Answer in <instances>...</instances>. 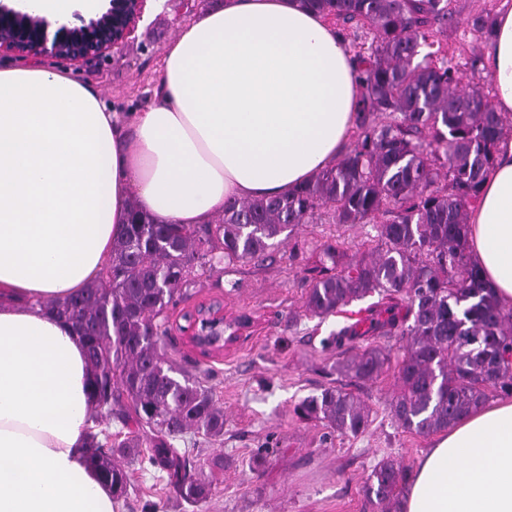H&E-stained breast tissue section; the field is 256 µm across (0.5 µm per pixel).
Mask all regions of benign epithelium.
<instances>
[{
	"label": "benign epithelium",
	"instance_id": "1",
	"mask_svg": "<svg viewBox=\"0 0 512 512\" xmlns=\"http://www.w3.org/2000/svg\"><path fill=\"white\" fill-rule=\"evenodd\" d=\"M147 0H109L100 15L50 22L33 10L0 2V54L40 59L52 57L71 64L99 59L118 48L133 33ZM224 309H194L184 318V335L198 336V328L224 325Z\"/></svg>",
	"mask_w": 512,
	"mask_h": 512
}]
</instances>
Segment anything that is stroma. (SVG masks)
Masks as SVG:
<instances>
[{
  "instance_id": "35a3bbf8",
  "label": "stroma",
  "mask_w": 512,
  "mask_h": 512,
  "mask_svg": "<svg viewBox=\"0 0 512 512\" xmlns=\"http://www.w3.org/2000/svg\"><path fill=\"white\" fill-rule=\"evenodd\" d=\"M224 0H148L142 21L120 49L99 62L83 65L44 58L42 66L68 70L78 81L98 90L113 111L126 115L144 109L159 86L163 50L179 30ZM458 27L442 39L461 84H480L493 95L491 77L479 64L484 41L467 26V18L498 16L512 9V0H451ZM335 241L347 252H364L378 244L369 224H305L272 248L265 261H246L224 271L199 275L192 295L171 313L172 320L196 304L222 300L224 313L249 315L252 326L240 341L219 357L200 360L181 333L166 337L162 351L175 367L209 369L207 384L224 411V440L202 443L192 455L193 472L212 483L207 503L192 507L176 498L160 473L146 464L129 467L131 490L117 512H372L365 482L374 466L394 458L416 467L431 448L433 436L397 426L388 403L396 393L395 368L376 380L361 382L336 373L338 360L354 347L399 348L397 338L344 337L371 299L352 302L324 320L306 316L307 267L313 248ZM341 385L367 397L371 424L359 436H343L319 421H302L293 413L299 400L326 385ZM223 456V470L211 461Z\"/></svg>"
}]
</instances>
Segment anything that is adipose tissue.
I'll use <instances>...</instances> for the list:
<instances>
[{
	"mask_svg": "<svg viewBox=\"0 0 512 512\" xmlns=\"http://www.w3.org/2000/svg\"><path fill=\"white\" fill-rule=\"evenodd\" d=\"M512 112V10L485 46ZM160 89L122 117L64 71L0 67V512H114L89 463L82 343L40 301L92 285L128 219L205 224L233 198L288 194L335 164L357 64L299 0H224L164 48ZM469 246L512 306V144L470 216ZM402 512H512V398L449 426Z\"/></svg>",
	"mask_w": 512,
	"mask_h": 512,
	"instance_id": "1",
	"label": "adipose tissue"
}]
</instances>
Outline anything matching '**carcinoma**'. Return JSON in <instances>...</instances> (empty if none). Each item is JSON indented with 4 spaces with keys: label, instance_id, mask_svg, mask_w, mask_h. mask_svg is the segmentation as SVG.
<instances>
[{
    "label": "carcinoma",
    "instance_id": "carcinoma-1",
    "mask_svg": "<svg viewBox=\"0 0 512 512\" xmlns=\"http://www.w3.org/2000/svg\"><path fill=\"white\" fill-rule=\"evenodd\" d=\"M342 29H366L371 41L354 55L360 84L354 141L337 163L288 194L235 199L218 222L158 224L130 206L124 230L96 282L49 303L78 336L92 373L90 459L116 499L127 495L118 460L144 459L191 506L206 503L212 484L190 473L191 450L175 441L190 433L224 439V412L211 388L169 364L160 344L173 329L171 312L190 297L201 272L259 259L275 239L325 211L331 224H374L380 246L348 254L327 241L304 301L325 319L373 295L370 327L340 336H398L399 390L392 418L420 435L443 431L485 403L488 391L512 394V307L499 304L469 254L467 210L505 144V114L477 85L459 87L457 70L435 37L455 23L449 0H301ZM467 24L492 39L495 18ZM391 363L390 351L369 346L336 365L345 377L370 381ZM127 433L106 424L114 407ZM302 421H321L341 435L366 432L370 406L336 386L293 408ZM409 467L386 458L365 484L379 512H400Z\"/></svg>",
    "mask_w": 512,
    "mask_h": 512
}]
</instances>
